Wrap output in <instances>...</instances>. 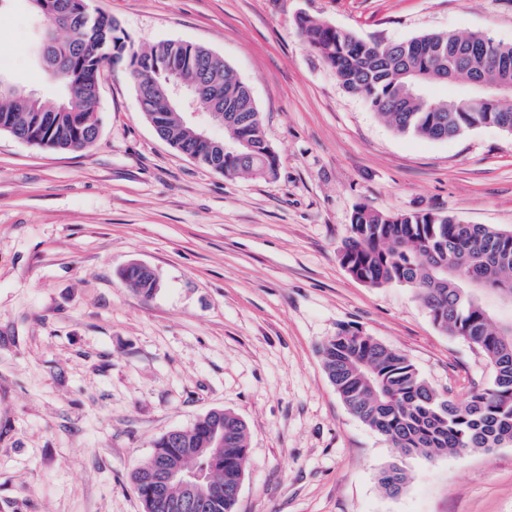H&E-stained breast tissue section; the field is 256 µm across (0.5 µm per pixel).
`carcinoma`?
<instances>
[{
    "label": "carcinoma",
    "instance_id": "obj_1",
    "mask_svg": "<svg viewBox=\"0 0 512 512\" xmlns=\"http://www.w3.org/2000/svg\"><path fill=\"white\" fill-rule=\"evenodd\" d=\"M44 24L46 78L64 90L57 104L26 93L12 83L0 92V130L38 148L82 150L100 131L97 115L100 75L110 65L127 70L142 111L159 135L173 147L226 176L251 173L272 178L278 157L269 150L260 112L249 87L222 57L189 42L167 40L136 49L120 23L95 13L89 0H27ZM308 45L336 74L346 91L362 97L398 133L448 140L484 122L512 125V95L493 94L480 106L448 111V99L431 93L435 84L465 83L471 77L488 84L512 79V44L489 48L473 43L465 61L456 62L451 36L429 33L385 43L341 31L306 15L297 19ZM70 33L64 40L58 32ZM177 69L195 80L198 102L206 109L215 92L224 94L226 151L208 153L196 145L195 130L178 110L143 97L144 87L170 78ZM248 138L249 146L238 143ZM343 267L355 280L374 288L412 289L443 333L460 337L488 360L492 380L453 403L399 351L360 329L341 326L322 347L324 368L348 411L383 436L405 456L433 459L512 446V319L484 315L489 300L512 299V230L487 224H465L439 212H386L358 206L350 235L340 252ZM209 424L198 420L177 444L161 436L153 455L192 458L205 466L224 497L206 512H234V486L244 476L247 428L237 414L224 412V448L214 453ZM150 462L132 473L143 512H177L182 491L173 485L154 492L145 483ZM386 494H398L406 483L401 466L392 463L379 477Z\"/></svg>",
    "mask_w": 512,
    "mask_h": 512
}]
</instances>
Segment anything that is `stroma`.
I'll return each instance as SVG.
<instances>
[{"label":"stroma","instance_id":"stroma-1","mask_svg":"<svg viewBox=\"0 0 512 512\" xmlns=\"http://www.w3.org/2000/svg\"><path fill=\"white\" fill-rule=\"evenodd\" d=\"M131 43L206 47L252 93L276 178L227 177L161 139L125 70L104 68L81 151L0 131V512H143L132 471L212 409L247 426L235 512H512V446L404 456L351 415L321 348L351 325L453 401L489 383L467 341L403 286L340 263L360 204L512 230V134H398L346 92L296 24L363 38L482 32L512 44V0H90ZM26 0L0 14V76L56 100ZM150 266L159 286L130 288ZM398 463V495L380 472ZM379 483L386 494L397 495L406 483L405 471L398 464L392 463L381 472Z\"/></svg>","mask_w":512,"mask_h":512}]
</instances>
